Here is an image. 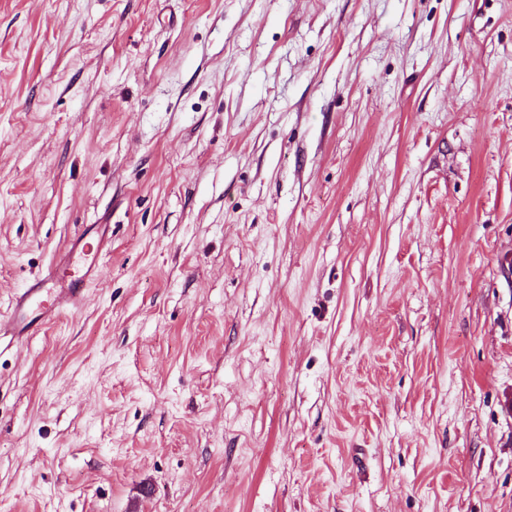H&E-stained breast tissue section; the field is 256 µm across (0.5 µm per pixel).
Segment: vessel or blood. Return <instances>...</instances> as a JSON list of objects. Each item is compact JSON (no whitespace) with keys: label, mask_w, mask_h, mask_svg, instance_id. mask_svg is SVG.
I'll return each mask as SVG.
<instances>
[{"label":"vessel or blood","mask_w":512,"mask_h":512,"mask_svg":"<svg viewBox=\"0 0 512 512\" xmlns=\"http://www.w3.org/2000/svg\"><path fill=\"white\" fill-rule=\"evenodd\" d=\"M101 273L100 266L79 260L77 252H68L42 277L14 296L9 320L0 321V335L21 340L37 329L45 316L78 308L87 288Z\"/></svg>","instance_id":"vessel-or-blood-1"}]
</instances>
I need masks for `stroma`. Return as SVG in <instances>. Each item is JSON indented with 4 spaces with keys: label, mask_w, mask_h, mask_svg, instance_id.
<instances>
[{
    "label": "stroma",
    "mask_w": 512,
    "mask_h": 512,
    "mask_svg": "<svg viewBox=\"0 0 512 512\" xmlns=\"http://www.w3.org/2000/svg\"><path fill=\"white\" fill-rule=\"evenodd\" d=\"M0 512H512V0H0ZM79 256L80 272L69 275L67 270ZM85 256L83 250L79 253L69 251L59 261L56 260L42 277L14 296L9 320L5 323L0 321V342L2 337H10V342H18L37 329L46 315L71 311L82 304L86 289L102 273L101 267L94 264V260L88 261Z\"/></svg>",
    "instance_id": "35a3bbf8"
}]
</instances>
